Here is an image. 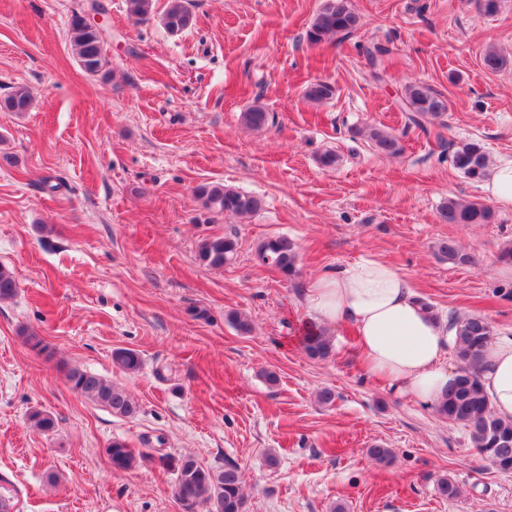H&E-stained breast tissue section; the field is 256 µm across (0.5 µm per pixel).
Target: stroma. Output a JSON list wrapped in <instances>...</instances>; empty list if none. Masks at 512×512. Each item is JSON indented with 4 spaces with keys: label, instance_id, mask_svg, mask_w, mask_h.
I'll return each instance as SVG.
<instances>
[{
    "label": "stroma",
    "instance_id": "1",
    "mask_svg": "<svg viewBox=\"0 0 512 512\" xmlns=\"http://www.w3.org/2000/svg\"><path fill=\"white\" fill-rule=\"evenodd\" d=\"M105 2L108 65L93 76L68 33L91 0H0V95L24 84L34 97L30 111H0V265L17 280L0 302V495L16 512H181L173 471L113 470L105 447L118 438L236 465L246 512H512V474L462 425L370 376L351 328L333 331L324 360L299 341L312 278L365 257L396 267L438 312L512 333V272L498 259L512 208L451 161L471 140L512 159V0L491 17L477 0H352L364 26L319 45L306 32L325 0H190L194 23L177 36L162 25L166 0L141 24L125 0ZM376 44L388 50L380 77L366 55ZM492 46L508 59L495 72L482 63ZM318 79L335 88L324 103L303 96ZM414 82L447 98L443 140L401 111ZM255 104L274 117L259 131L241 124ZM356 125L393 129L403 153L351 140ZM327 151L334 167L318 162ZM208 184L262 207L211 215L195 194ZM451 197L491 205L493 221L442 222ZM225 235L232 261L202 263L200 242ZM280 235L298 246L293 280L256 258ZM446 238L473 264L440 259ZM118 349L138 353L139 371L114 364ZM70 366L124 387L136 416L73 391ZM35 409L56 417L53 432L30 428ZM373 446L391 458H370ZM444 478L456 497L440 494Z\"/></svg>",
    "mask_w": 512,
    "mask_h": 512
}]
</instances>
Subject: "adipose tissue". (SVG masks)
Instances as JSON below:
<instances>
[{"instance_id": "adipose-tissue-1", "label": "adipose tissue", "mask_w": 512, "mask_h": 512, "mask_svg": "<svg viewBox=\"0 0 512 512\" xmlns=\"http://www.w3.org/2000/svg\"><path fill=\"white\" fill-rule=\"evenodd\" d=\"M306 304L316 327L352 325L366 370L424 406H435L457 375L446 361L447 320L423 308L411 281L383 260L321 271ZM479 384L496 417L512 421V336L488 347Z\"/></svg>"}]
</instances>
